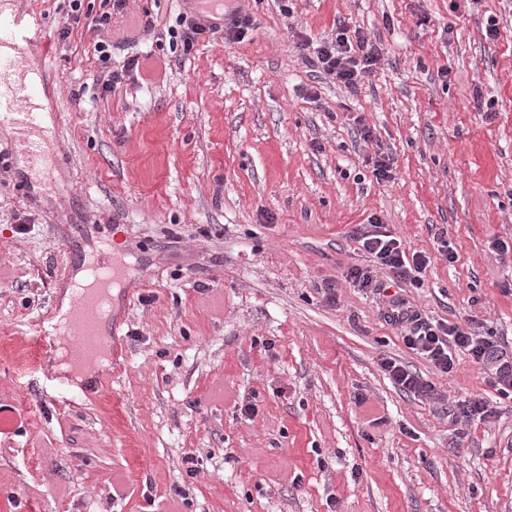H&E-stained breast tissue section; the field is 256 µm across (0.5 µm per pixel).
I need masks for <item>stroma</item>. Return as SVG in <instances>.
Here are the masks:
<instances>
[{"mask_svg": "<svg viewBox=\"0 0 512 512\" xmlns=\"http://www.w3.org/2000/svg\"><path fill=\"white\" fill-rule=\"evenodd\" d=\"M10 2L53 160L22 168L0 119V512H512V396L463 353L438 373L385 322V296L344 281L369 263L351 230L380 217L430 258L405 298L512 348V0H292L288 15L232 0L254 34L187 54L156 41L176 0H126L104 31L60 0ZM340 22L381 53L354 92L293 48ZM102 38L113 65L142 59L106 92ZM380 152L385 181L367 164ZM71 238L131 269L113 291L121 364L88 371L66 335L32 338L71 284ZM389 357L439 398L391 384ZM471 394L490 418L452 424ZM374 412L383 433L364 426Z\"/></svg>", "mask_w": 512, "mask_h": 512, "instance_id": "stroma-1", "label": "stroma"}]
</instances>
